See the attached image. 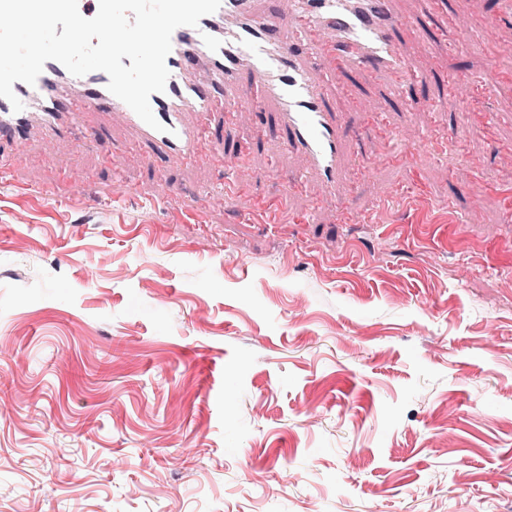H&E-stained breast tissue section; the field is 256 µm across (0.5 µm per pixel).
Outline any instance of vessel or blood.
Returning <instances> with one entry per match:
<instances>
[{"label": "vessel or blood", "instance_id": "1", "mask_svg": "<svg viewBox=\"0 0 512 512\" xmlns=\"http://www.w3.org/2000/svg\"><path fill=\"white\" fill-rule=\"evenodd\" d=\"M400 29L404 37L421 33L404 24L387 0H278L273 10L263 0H221L198 26H181L172 34L166 88L150 96L160 129L108 91L104 72L77 77L49 60L35 85L14 82L22 111L0 97V139L17 147L36 140L60 147L69 144L74 129L93 135L98 118L113 117L131 133L120 147L127 164L149 151L194 166L223 150L211 116L221 115L230 126L238 113L267 110L282 144L307 161L295 186L313 179L333 192L354 175L344 162V130L329 96L354 102L353 76L364 70L393 94L428 78L405 55L403 37L396 35ZM297 42L306 45V54H296ZM326 61L335 62L332 73H321ZM246 80L253 86L248 98L241 93Z\"/></svg>", "mask_w": 512, "mask_h": 512}]
</instances>
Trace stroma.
<instances>
[{
	"label": "stroma",
	"instance_id": "obj_1",
	"mask_svg": "<svg viewBox=\"0 0 512 512\" xmlns=\"http://www.w3.org/2000/svg\"><path fill=\"white\" fill-rule=\"evenodd\" d=\"M449 5L494 44L407 40L410 112L359 77L335 204L251 140L266 112L224 132L220 205L222 164L123 165L116 121L37 163L0 141L66 200L0 189V512H512V15ZM376 111L422 140L383 153Z\"/></svg>",
	"mask_w": 512,
	"mask_h": 512
}]
</instances>
